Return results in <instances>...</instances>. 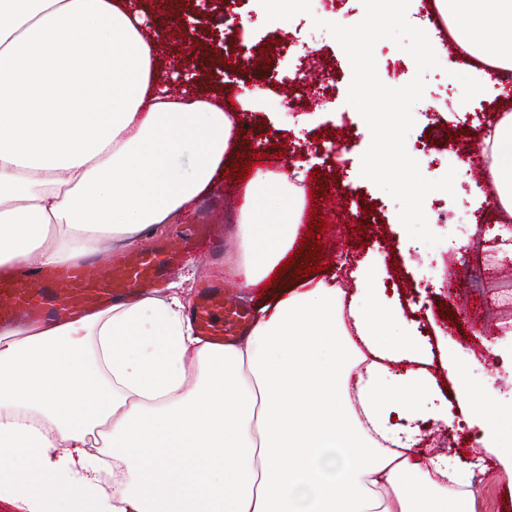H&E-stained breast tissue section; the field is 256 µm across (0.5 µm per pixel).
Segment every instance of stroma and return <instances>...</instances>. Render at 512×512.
<instances>
[{
    "label": "stroma",
    "instance_id": "1",
    "mask_svg": "<svg viewBox=\"0 0 512 512\" xmlns=\"http://www.w3.org/2000/svg\"><path fill=\"white\" fill-rule=\"evenodd\" d=\"M443 49L438 60L439 68L424 75V95L417 103L415 124L406 138L412 148L413 158L421 173L429 179L442 177L448 168H455L454 194L436 191L424 201V212L432 231L442 235L436 247H427L419 240L410 238L401 224L398 203L369 179L361 176V157L371 143V132L359 113H349L352 124V148L344 162L330 167L321 150L322 138L336 121V115L323 111L313 96L298 95L293 112H281L269 117L261 101L256 100L252 82L268 81V67H256L235 76H224L218 70H206L209 50L194 45L185 36L169 39L161 50L160 81L173 80L176 71H183L192 81L193 93L210 97L224 95L235 101L249 116L250 137L233 134L237 146L236 156L230 157L227 174L217 176L212 194L214 203L210 209L192 207L174 223L162 225L157 239H164L184 225L207 223L217 234L228 240L221 258L210 260L188 258L180 267V275H192L194 284H201L213 273H221L225 284L233 287L236 300L254 307L258 290L246 286L243 275L232 274L226 262L239 247L237 214H225L224 201L238 190V170L245 165V154H263V166L280 172H288L296 163H305L313 176L308 184L312 187L337 186L339 181L355 183L364 189L365 195L378 199L384 218L380 223L367 224L358 210H346L344 200H337L336 208L346 210L347 221L331 224L319 239H308L296 261L288 271L289 276L315 265L321 266L322 276H329L337 263L344 260L358 261L370 253L384 255L389 264V277L384 286L398 294L403 305L409 306V318L414 319L417 329L430 343H437L439 334H447L448 343L466 352L483 353L485 346L496 347L494 364H474L467 369L468 382L475 393L484 395L492 415L512 409V297H505L501 287L503 276L498 258L501 253L500 237L486 234L483 249L466 250L459 231L460 225L471 223L473 217H481L487 225L499 222L501 213L488 206L480 197L468 191L469 178L461 168V152L473 142L488 119L512 106L505 96H488L462 89L449 91L456 68L472 64L467 53L456 50L450 34H443ZM448 103L457 117L449 123L441 139H433L429 111L440 103ZM307 141L306 151L299 156L280 154L278 142L290 138ZM458 138V150L446 147L450 138ZM432 139V150L422 152L416 145ZM480 264L488 281L487 288L477 291L470 288L464 278L449 280L448 263ZM426 443L431 452L448 455L471 456L479 452L476 434L464 429L435 430L426 425ZM471 490L477 500V512H512V483L490 482L486 472H475Z\"/></svg>",
    "mask_w": 512,
    "mask_h": 512
}]
</instances>
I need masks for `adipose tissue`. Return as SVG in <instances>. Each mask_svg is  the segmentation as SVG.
<instances>
[{"mask_svg":"<svg viewBox=\"0 0 512 512\" xmlns=\"http://www.w3.org/2000/svg\"><path fill=\"white\" fill-rule=\"evenodd\" d=\"M456 42L512 70V0H436ZM123 0H0V265L136 245L213 186L233 132L220 99L159 85L160 44ZM512 214V113L485 126ZM190 151L188 172L173 160ZM306 173L257 169L233 272L256 285L293 250ZM381 255L301 280L214 346L185 281L66 322L0 333V503L19 512H475L472 462L422 449L462 417L512 471V415L489 421L458 352L386 298ZM105 447L112 484L104 486ZM83 449L79 461L65 457Z\"/></svg>","mask_w":512,"mask_h":512,"instance_id":"1","label":"adipose tissue"}]
</instances>
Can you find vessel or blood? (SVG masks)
<instances>
[{"mask_svg": "<svg viewBox=\"0 0 512 512\" xmlns=\"http://www.w3.org/2000/svg\"><path fill=\"white\" fill-rule=\"evenodd\" d=\"M197 248L216 256L224 242L214 236L211 225L189 224L173 237L132 251L39 269L0 266V331L23 323L63 322L78 312L147 296ZM189 317L197 332L217 345L235 342L252 324L250 310L213 280L200 288Z\"/></svg>", "mask_w": 512, "mask_h": 512, "instance_id": "1", "label": "vessel or blood"}]
</instances>
